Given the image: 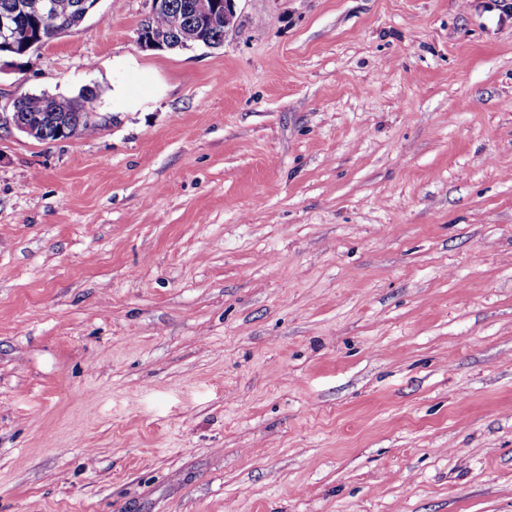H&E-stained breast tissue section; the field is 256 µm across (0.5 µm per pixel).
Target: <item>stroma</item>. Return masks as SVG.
Here are the masks:
<instances>
[{"label": "stroma", "mask_w": 512, "mask_h": 512, "mask_svg": "<svg viewBox=\"0 0 512 512\" xmlns=\"http://www.w3.org/2000/svg\"><path fill=\"white\" fill-rule=\"evenodd\" d=\"M499 0H148L0 64V512H512ZM149 1L151 7L144 18L145 21L160 13L164 5L161 2L168 0ZM237 1L239 0H199L196 4V0H170V4L174 7L156 15L153 24L159 28L178 31L188 20L189 9L196 4V14L200 21L212 25L211 28L204 31L198 45L206 46V43H209L213 47H219L224 44V37L237 27ZM222 23L223 25L215 26ZM199 27L195 23H190L179 31L177 37L172 38V34L166 31L155 29L153 26H140L137 32V43L143 49L163 50L171 42V39L178 40L179 43H187L200 39L198 36ZM27 96V95H26ZM98 92L94 89L84 88L77 98H62L41 94L39 96H27L28 101L41 102V106H32L29 112H44V119L50 121L75 122L78 116L86 118L80 123V127L75 137L85 136L98 130V126L91 119V112H96L95 102L98 99ZM21 97L13 100V112L0 113V129L12 131L13 129L27 135L30 138L39 141H50L51 138L56 140H65L74 138L69 135V126H60L56 130H52L42 121L40 115L28 114V110L21 104ZM93 119L102 125L105 118L98 112L95 113ZM65 135V137H64Z\"/></svg>", "instance_id": "obj_1"}]
</instances>
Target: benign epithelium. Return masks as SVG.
Returning a JSON list of instances; mask_svg holds the SVG:
<instances>
[{
	"label": "benign epithelium",
	"mask_w": 512,
	"mask_h": 512,
	"mask_svg": "<svg viewBox=\"0 0 512 512\" xmlns=\"http://www.w3.org/2000/svg\"><path fill=\"white\" fill-rule=\"evenodd\" d=\"M236 2L237 0H199L196 4L197 17L213 26L223 25L224 33L227 34L237 27ZM27 15L40 22H50L54 17L52 3L50 0H16L10 9L0 12V50H13L15 43L21 41L24 45L23 53L28 54L43 48L53 39L51 32L44 31L41 26L25 30L20 28V17ZM198 31L197 24L191 23L174 38L169 32L145 25L138 29L137 43L143 49L163 50L173 38L181 43L199 39ZM0 129L9 132L16 130L39 141L71 138L68 127L62 125L52 130L42 121L41 116L29 114L19 97L13 100V111L0 113Z\"/></svg>",
	"instance_id": "1"
}]
</instances>
